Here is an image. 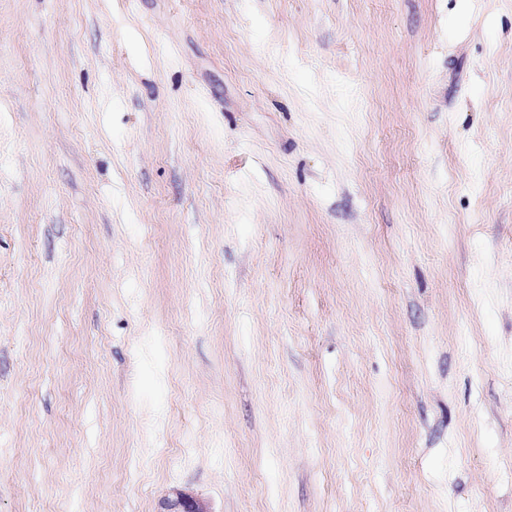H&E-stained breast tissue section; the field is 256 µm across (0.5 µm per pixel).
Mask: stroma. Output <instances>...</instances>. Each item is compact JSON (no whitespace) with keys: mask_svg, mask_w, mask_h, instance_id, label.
I'll return each instance as SVG.
<instances>
[{"mask_svg":"<svg viewBox=\"0 0 512 512\" xmlns=\"http://www.w3.org/2000/svg\"><path fill=\"white\" fill-rule=\"evenodd\" d=\"M512 512V0H0V512ZM163 512H212L205 501L191 493L179 491L173 501H167Z\"/></svg>","mask_w":512,"mask_h":512,"instance_id":"1","label":"stroma"}]
</instances>
